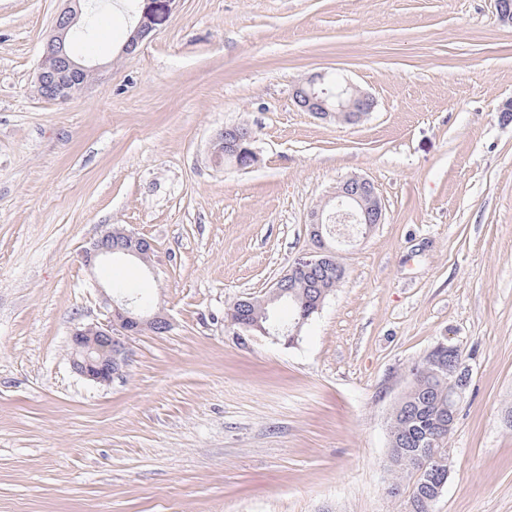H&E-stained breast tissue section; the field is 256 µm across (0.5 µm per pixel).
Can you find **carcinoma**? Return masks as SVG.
I'll list each match as a JSON object with an SVG mask.
<instances>
[{
  "label": "carcinoma",
  "instance_id": "cac0c4a2",
  "mask_svg": "<svg viewBox=\"0 0 512 512\" xmlns=\"http://www.w3.org/2000/svg\"><path fill=\"white\" fill-rule=\"evenodd\" d=\"M344 278V274L331 271L321 277L303 276L296 278L292 288L274 301L269 298H248L247 307L232 306L226 317L237 322L260 321L264 325L274 322L288 326L303 317L315 314V302L322 289H333ZM448 365V350L432 349L414 364L411 369V385L395 403L390 422V436L399 446L390 448L392 483L401 487L404 480L412 481L408 495L407 512H422L420 499L424 494L423 476L413 466L408 456L422 454L430 447L443 448L448 445L451 431L440 430L435 424L434 406L428 400L448 399V382L458 379L453 369H441Z\"/></svg>",
  "mask_w": 512,
  "mask_h": 512
}]
</instances>
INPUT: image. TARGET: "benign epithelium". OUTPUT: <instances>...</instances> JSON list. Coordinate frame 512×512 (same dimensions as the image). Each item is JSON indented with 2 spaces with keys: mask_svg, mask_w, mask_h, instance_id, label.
<instances>
[{
  "mask_svg": "<svg viewBox=\"0 0 512 512\" xmlns=\"http://www.w3.org/2000/svg\"><path fill=\"white\" fill-rule=\"evenodd\" d=\"M82 8L79 0H71L53 23V33L44 43L36 74V90L47 100L61 101L81 90L93 69L77 61L74 45L87 35L86 26L80 24ZM156 17L144 13L123 45V53L133 55L140 44L154 31ZM324 83V76L317 75L306 84L298 86L293 93L295 104L304 112L320 119L333 118L338 122L354 124L374 108L373 99L350 83H344L337 95L336 103L329 97L314 91ZM245 129L239 125L224 128V155L234 158L240 169L251 167L257 159L255 151L245 147ZM333 210L313 211L309 217L311 236L316 241V250L310 259L299 263L292 271L314 273L326 268L333 254L327 244L323 229L330 224H351L361 229H370L383 223L384 207L373 183L363 177L352 176L336 187ZM153 244L140 236L119 227H111L85 252L84 262L88 267L116 257H133L143 263L149 262ZM111 306L107 318L71 334V367L79 376L99 384H109L122 372L127 357V341L143 331L163 334L170 329V320L163 310H151L133 298L119 302L107 299ZM448 449L436 448L418 460L421 469L432 473L446 470Z\"/></svg>",
  "mask_w": 512,
  "mask_h": 512,
  "instance_id": "1",
  "label": "benign epithelium"
}]
</instances>
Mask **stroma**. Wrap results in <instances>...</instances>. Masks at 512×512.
<instances>
[{"label":"stroma","mask_w":512,"mask_h":512,"mask_svg":"<svg viewBox=\"0 0 512 512\" xmlns=\"http://www.w3.org/2000/svg\"><path fill=\"white\" fill-rule=\"evenodd\" d=\"M88 16V84L41 98L66 0H0V512H405L388 421L444 343L470 369L433 512H512V24L495 0H135ZM159 21L122 47L143 11ZM322 74L355 125L299 110ZM248 125L256 163L216 159ZM370 179L385 220L293 342L233 326L315 249L309 216ZM119 226L150 263L87 269ZM172 321L101 385L70 334L106 296ZM321 84L329 92L335 93L343 85L336 79L324 82L323 75H316L305 85H299L293 93V100L302 111L310 112L320 119L333 118L336 122L354 124L361 121L365 113L371 112L374 108V101L368 94L347 82L337 95L335 106L329 102V97L324 95L326 90H322V94L314 91V88Z\"/></svg>","instance_id":"1"}]
</instances>
